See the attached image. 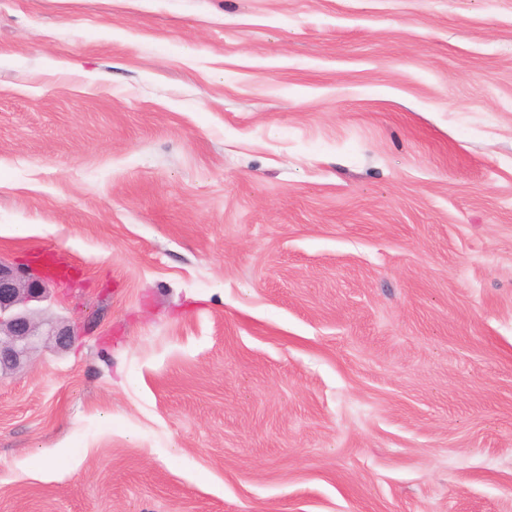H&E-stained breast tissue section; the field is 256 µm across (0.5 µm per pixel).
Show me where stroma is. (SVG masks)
I'll return each instance as SVG.
<instances>
[{
	"instance_id": "35a3bbf8",
	"label": "stroma",
	"mask_w": 512,
	"mask_h": 512,
	"mask_svg": "<svg viewBox=\"0 0 512 512\" xmlns=\"http://www.w3.org/2000/svg\"><path fill=\"white\" fill-rule=\"evenodd\" d=\"M0 512H512V0H0ZM47 279L31 264L19 268L0 259V379L19 369L45 336L62 346L71 343L73 328L30 306L44 298Z\"/></svg>"
}]
</instances>
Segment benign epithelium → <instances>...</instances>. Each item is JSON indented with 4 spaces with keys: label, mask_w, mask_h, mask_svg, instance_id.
Instances as JSON below:
<instances>
[{
    "label": "benign epithelium",
    "mask_w": 512,
    "mask_h": 512,
    "mask_svg": "<svg viewBox=\"0 0 512 512\" xmlns=\"http://www.w3.org/2000/svg\"><path fill=\"white\" fill-rule=\"evenodd\" d=\"M47 277L32 265L23 268L0 260V379L19 369L43 342L55 337L67 346L73 328L59 326V321L45 318L30 306L44 298Z\"/></svg>",
    "instance_id": "benign-epithelium-1"
}]
</instances>
